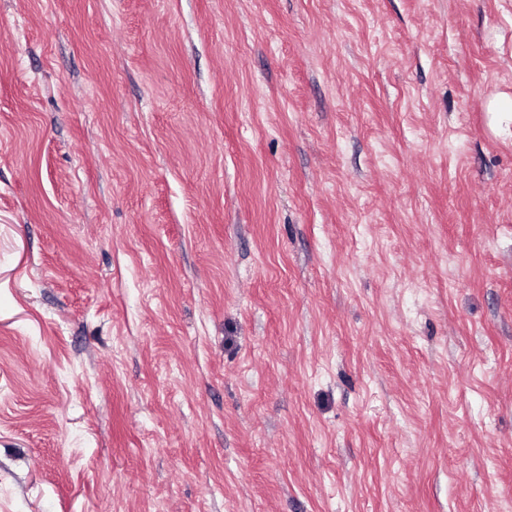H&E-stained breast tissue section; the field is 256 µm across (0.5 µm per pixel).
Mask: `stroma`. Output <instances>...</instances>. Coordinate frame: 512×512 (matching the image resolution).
I'll list each match as a JSON object with an SVG mask.
<instances>
[{"label": "stroma", "mask_w": 512, "mask_h": 512, "mask_svg": "<svg viewBox=\"0 0 512 512\" xmlns=\"http://www.w3.org/2000/svg\"><path fill=\"white\" fill-rule=\"evenodd\" d=\"M512 0H0V512H512Z\"/></svg>", "instance_id": "1"}]
</instances>
